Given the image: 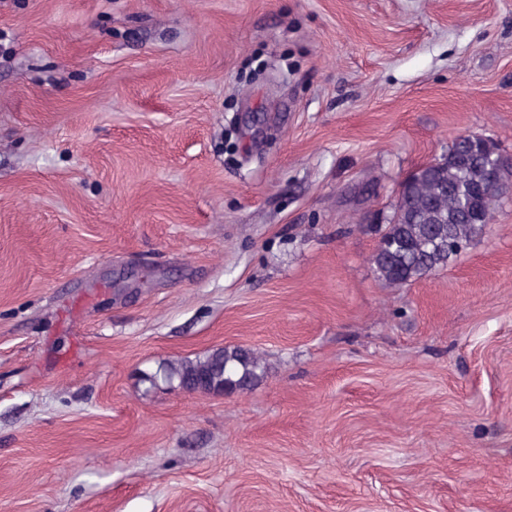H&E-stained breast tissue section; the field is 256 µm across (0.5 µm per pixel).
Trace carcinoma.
I'll return each mask as SVG.
<instances>
[{
	"mask_svg": "<svg viewBox=\"0 0 512 512\" xmlns=\"http://www.w3.org/2000/svg\"><path fill=\"white\" fill-rule=\"evenodd\" d=\"M469 150V139L461 134L447 157L406 180L372 256L380 279L407 285L439 272L486 233L495 205L476 190L489 184L498 153L488 150L480 159H463ZM266 371L265 360L254 350L220 346L164 362L144 374L143 382L151 389L163 383L192 393L224 394L253 389Z\"/></svg>",
	"mask_w": 512,
	"mask_h": 512,
	"instance_id": "1",
	"label": "carcinoma"
}]
</instances>
